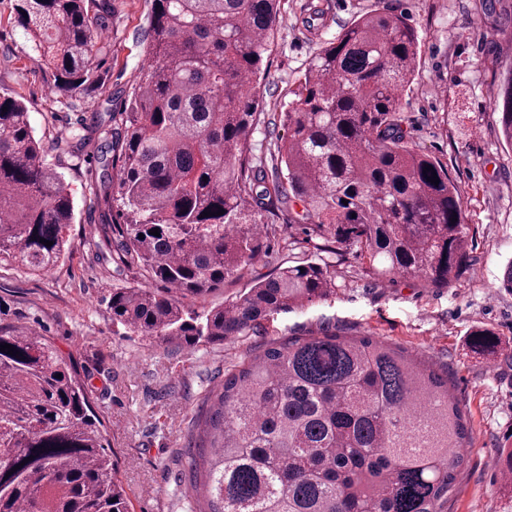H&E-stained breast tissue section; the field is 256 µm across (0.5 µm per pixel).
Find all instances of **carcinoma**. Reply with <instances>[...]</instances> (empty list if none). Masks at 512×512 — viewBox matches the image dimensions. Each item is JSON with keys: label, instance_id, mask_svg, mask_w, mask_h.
<instances>
[{"label": "carcinoma", "instance_id": "cac0c4a2", "mask_svg": "<svg viewBox=\"0 0 512 512\" xmlns=\"http://www.w3.org/2000/svg\"><path fill=\"white\" fill-rule=\"evenodd\" d=\"M278 15L279 0H151L149 60L99 156L101 201L126 215V261L165 285L112 289V322L135 336L222 344L336 294L331 266L311 260L227 305H183L260 256L263 211L278 203L301 202L311 234L338 255L356 248L378 281L446 288L467 265L461 192L408 146L403 93L420 40L400 12H366L323 42L281 114L284 171L269 191L249 138ZM16 21L60 96L100 83L112 0H17ZM490 99L512 143V73ZM73 220L71 183L25 104L0 93V263L51 270ZM4 343L18 355L0 351V512H128L88 386L49 337L0 325ZM467 346L485 357L501 340L476 329ZM204 434L207 512H442L468 438L438 373L380 340L329 332L275 341L226 375Z\"/></svg>", "mask_w": 512, "mask_h": 512}]
</instances>
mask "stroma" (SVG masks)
I'll return each mask as SVG.
<instances>
[{
  "mask_svg": "<svg viewBox=\"0 0 512 512\" xmlns=\"http://www.w3.org/2000/svg\"><path fill=\"white\" fill-rule=\"evenodd\" d=\"M16 4L0 0V92L26 104L49 161L71 183L76 210L69 255L58 267L31 275L0 266V324L49 336L87 380L132 512H200L192 490L198 432L225 372L270 339L327 328L379 337L447 373L470 440L446 512H512L497 465L500 449L512 448V289L500 285L512 260V147L489 98L491 85L512 68V0H282L259 79L253 157L270 160L287 139L280 114L324 40L368 10L405 13L422 42L403 99L409 144L443 164L460 188L469 258L464 273L445 288L412 276L378 282L354 251L339 256L308 236L301 205L276 209L268 216L274 230L259 259L223 288L186 299V307L227 304L258 278L310 258L333 266L335 295L275 314L257 333L195 348L130 336L113 324L106 304L112 289L151 281L139 267L121 263L119 211L96 202L99 135L87 134L78 151L69 148L91 110L106 123L125 111L148 59L143 32L149 0H112V51L99 63L105 86L70 99L55 95L49 75L32 60L14 21ZM477 327L493 330L505 345L487 365L466 353L467 336Z\"/></svg>",
  "mask_w": 512,
  "mask_h": 512,
  "instance_id": "obj_1",
  "label": "stroma"
}]
</instances>
